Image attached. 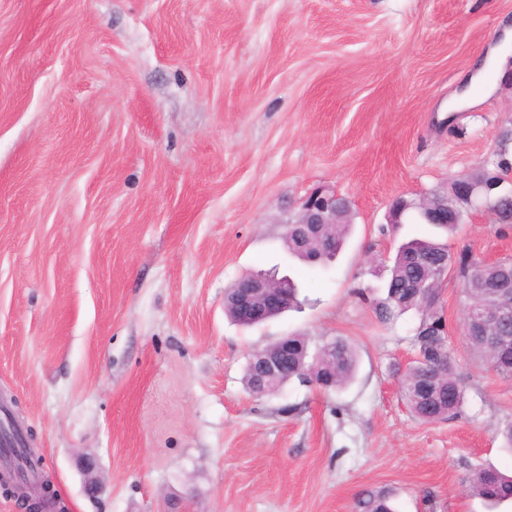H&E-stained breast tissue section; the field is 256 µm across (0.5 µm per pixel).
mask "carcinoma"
I'll use <instances>...</instances> for the list:
<instances>
[{
  "label": "carcinoma",
  "mask_w": 512,
  "mask_h": 512,
  "mask_svg": "<svg viewBox=\"0 0 512 512\" xmlns=\"http://www.w3.org/2000/svg\"><path fill=\"white\" fill-rule=\"evenodd\" d=\"M490 204L495 223L512 224V200L509 194L479 195ZM448 259L456 266L464 293L471 303H495L512 307V288L501 284L512 277L503 264L487 265L466 255L454 259L446 244L429 239H414L401 246L393 259L386 284V297L375 304V313L384 323H391L410 309L422 318L414 336L416 358L401 380V392L409 410L418 418L435 422L457 414L464 402V380L455 369L446 346V337L437 335L435 321L439 285L442 275L439 262ZM419 280L427 288L418 297L410 296L403 285ZM468 346L498 375L512 378V321L497 330L486 332L473 324L469 315L463 318ZM288 354L297 366L294 379L321 389H340L353 377L356 355L342 339L324 342L314 357H309L303 336L288 337ZM472 495L491 502L512 499V476L493 468H483L469 478ZM355 512H393L390 493L365 490L355 502Z\"/></svg>",
  "instance_id": "carcinoma-1"
}]
</instances>
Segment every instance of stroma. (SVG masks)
Instances as JSON below:
<instances>
[{"label": "stroma", "mask_w": 512, "mask_h": 512, "mask_svg": "<svg viewBox=\"0 0 512 512\" xmlns=\"http://www.w3.org/2000/svg\"><path fill=\"white\" fill-rule=\"evenodd\" d=\"M506 28L512 0H0V400L66 512H354L366 490L395 512H512L468 490L476 469L512 473V378L469 349L456 272L436 305L456 417L401 398L420 313H374L412 238L512 257L486 211L451 235L388 221L394 197L491 159L512 67L448 102ZM319 185L353 226L313 275L276 219ZM259 271L304 304L243 327L224 292ZM292 335L347 340L353 380L254 397L250 352Z\"/></svg>", "instance_id": "stroma-1"}]
</instances>
